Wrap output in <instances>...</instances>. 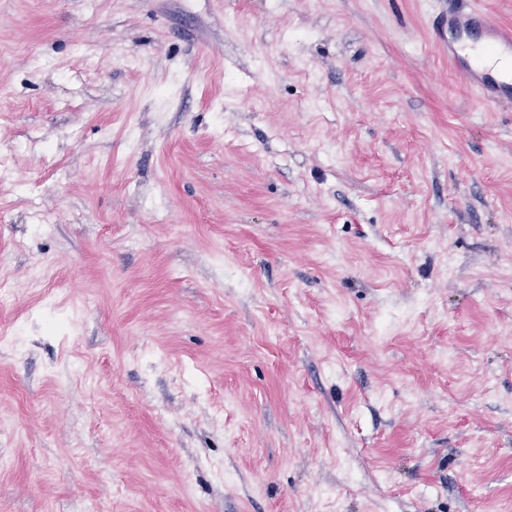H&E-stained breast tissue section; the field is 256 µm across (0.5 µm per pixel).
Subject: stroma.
<instances>
[{
    "instance_id": "35a3bbf8",
    "label": "stroma",
    "mask_w": 512,
    "mask_h": 512,
    "mask_svg": "<svg viewBox=\"0 0 512 512\" xmlns=\"http://www.w3.org/2000/svg\"><path fill=\"white\" fill-rule=\"evenodd\" d=\"M446 0H0V512H512V108ZM461 3L466 8L448 9L435 39L448 42V59L464 90L485 107L512 106V28L495 23L474 0Z\"/></svg>"
}]
</instances>
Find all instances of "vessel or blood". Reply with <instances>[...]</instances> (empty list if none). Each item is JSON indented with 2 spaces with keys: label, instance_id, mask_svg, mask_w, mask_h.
Returning a JSON list of instances; mask_svg holds the SVG:
<instances>
[{
  "label": "vessel or blood",
  "instance_id": "1",
  "mask_svg": "<svg viewBox=\"0 0 512 512\" xmlns=\"http://www.w3.org/2000/svg\"><path fill=\"white\" fill-rule=\"evenodd\" d=\"M447 44L461 87L488 108L512 106V28L495 23L476 0L446 13L434 30Z\"/></svg>",
  "mask_w": 512,
  "mask_h": 512
}]
</instances>
